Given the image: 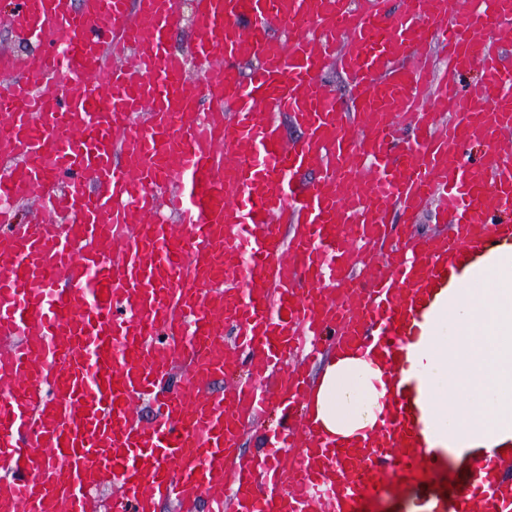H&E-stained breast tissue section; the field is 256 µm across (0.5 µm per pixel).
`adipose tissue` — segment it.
I'll return each mask as SVG.
<instances>
[{
	"instance_id": "1",
	"label": "adipose tissue",
	"mask_w": 512,
	"mask_h": 512,
	"mask_svg": "<svg viewBox=\"0 0 512 512\" xmlns=\"http://www.w3.org/2000/svg\"><path fill=\"white\" fill-rule=\"evenodd\" d=\"M405 356L416 375L426 447L450 459L512 453V244L490 248L451 267L448 283L425 314ZM386 393L371 361L334 356L309 412L334 438L373 428Z\"/></svg>"
}]
</instances>
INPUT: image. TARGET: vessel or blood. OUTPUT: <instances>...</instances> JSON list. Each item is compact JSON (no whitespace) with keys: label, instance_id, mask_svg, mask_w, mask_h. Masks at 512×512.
I'll use <instances>...</instances> for the list:
<instances>
[{"label":"vessel or blood","instance_id":"1","mask_svg":"<svg viewBox=\"0 0 512 512\" xmlns=\"http://www.w3.org/2000/svg\"><path fill=\"white\" fill-rule=\"evenodd\" d=\"M1 18L35 50L0 52V512H95L112 484L115 512H362L386 476L400 512H512V456L440 490L405 371L372 435L329 440L302 370L397 355L450 261L512 242V0H196L187 57L178 0ZM431 204L444 230L416 237ZM274 422L275 417L272 416L268 421L261 422L247 430L241 443L242 451L249 455L260 457L262 454L263 435Z\"/></svg>","mask_w":512,"mask_h":512}]
</instances>
